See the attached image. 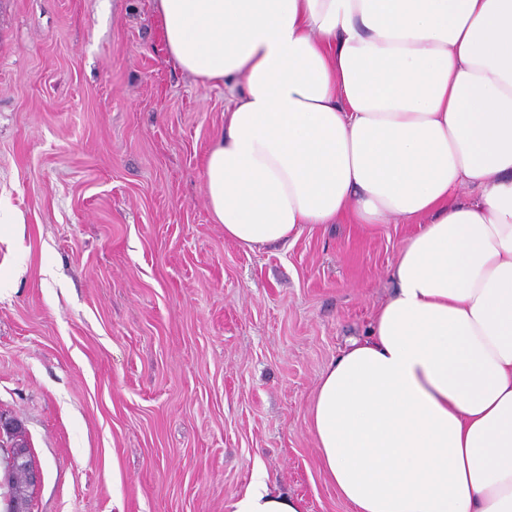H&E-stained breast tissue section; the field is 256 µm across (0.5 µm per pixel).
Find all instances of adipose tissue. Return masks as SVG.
<instances>
[{
  "instance_id": "adipose-tissue-1",
  "label": "adipose tissue",
  "mask_w": 512,
  "mask_h": 512,
  "mask_svg": "<svg viewBox=\"0 0 512 512\" xmlns=\"http://www.w3.org/2000/svg\"><path fill=\"white\" fill-rule=\"evenodd\" d=\"M224 85L206 204L244 250L419 222L309 407L350 512H512V0H154ZM232 512H302L255 474Z\"/></svg>"
}]
</instances>
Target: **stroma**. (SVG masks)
Wrapping results in <instances>:
<instances>
[{
    "label": "stroma",
    "instance_id": "1",
    "mask_svg": "<svg viewBox=\"0 0 512 512\" xmlns=\"http://www.w3.org/2000/svg\"><path fill=\"white\" fill-rule=\"evenodd\" d=\"M223 126L153 0H0V416L44 470L30 512H230L257 469L349 512L307 410L417 227L241 250L206 205Z\"/></svg>",
    "mask_w": 512,
    "mask_h": 512
}]
</instances>
